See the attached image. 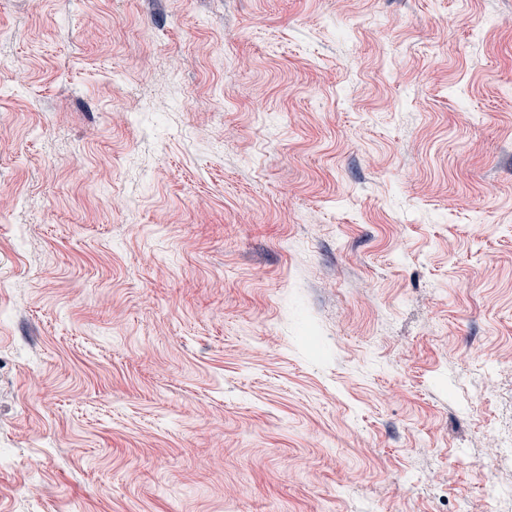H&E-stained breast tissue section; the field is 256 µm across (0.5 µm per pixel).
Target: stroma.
<instances>
[{"mask_svg":"<svg viewBox=\"0 0 512 512\" xmlns=\"http://www.w3.org/2000/svg\"><path fill=\"white\" fill-rule=\"evenodd\" d=\"M509 438L512 0H0V512H512Z\"/></svg>","mask_w":512,"mask_h":512,"instance_id":"35a3bbf8","label":"stroma"}]
</instances>
